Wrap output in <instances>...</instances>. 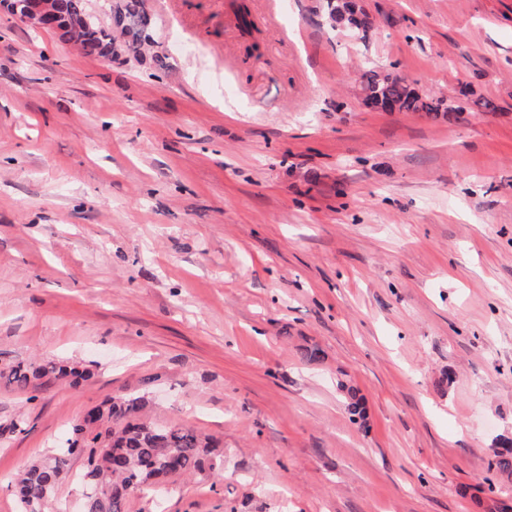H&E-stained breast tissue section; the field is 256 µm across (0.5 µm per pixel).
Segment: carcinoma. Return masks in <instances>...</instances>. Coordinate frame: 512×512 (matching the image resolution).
<instances>
[{
    "mask_svg": "<svg viewBox=\"0 0 512 512\" xmlns=\"http://www.w3.org/2000/svg\"><path fill=\"white\" fill-rule=\"evenodd\" d=\"M58 10L63 33L81 51L100 58L141 61L151 45L152 19L144 0H112L109 23L102 25L87 13L85 0H45ZM324 15L334 27L367 35L373 28L369 14L356 0H325ZM364 100L371 106L382 101L397 105L399 112H458L442 99L422 96L415 84L373 66L361 74ZM91 376L75 363L17 362L0 379L19 389H39L51 380L79 385ZM141 399L90 410L61 437L55 452L29 465L14 486L19 512H47L52 493L68 475L70 456L86 454L85 512H126L127 498L135 490L148 491L161 481L196 471L216 470L219 454L212 440L180 425L155 426L139 418ZM489 471L512 475V448L494 454Z\"/></svg>",
    "mask_w": 512,
    "mask_h": 512,
    "instance_id": "carcinoma-1",
    "label": "carcinoma"
}]
</instances>
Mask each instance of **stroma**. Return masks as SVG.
I'll return each mask as SVG.
<instances>
[{"label":"stroma","instance_id":"obj_1","mask_svg":"<svg viewBox=\"0 0 512 512\" xmlns=\"http://www.w3.org/2000/svg\"><path fill=\"white\" fill-rule=\"evenodd\" d=\"M358 2L366 42L320 0H145L139 63L0 10V369L92 373L32 402L0 382V424L28 416L0 512L129 397L214 437L224 476L127 512H512L488 471L512 439V0ZM367 62L498 108L377 111Z\"/></svg>","mask_w":512,"mask_h":512}]
</instances>
